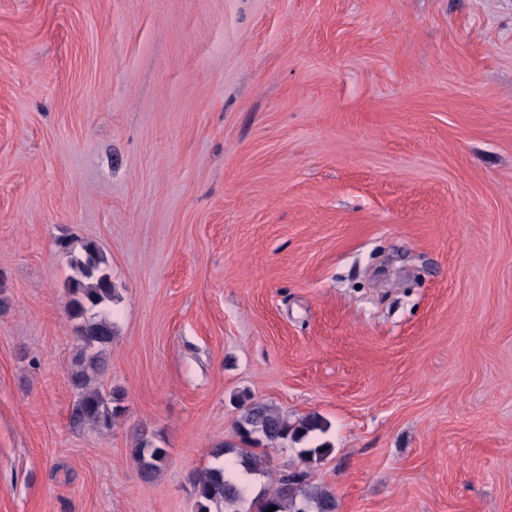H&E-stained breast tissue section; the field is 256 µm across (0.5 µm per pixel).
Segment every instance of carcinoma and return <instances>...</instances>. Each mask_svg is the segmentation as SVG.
<instances>
[{"label": "carcinoma", "mask_w": 512, "mask_h": 512, "mask_svg": "<svg viewBox=\"0 0 512 512\" xmlns=\"http://www.w3.org/2000/svg\"><path fill=\"white\" fill-rule=\"evenodd\" d=\"M69 266L73 275L66 282L69 300L65 309L78 344L76 365L69 377L76 395L70 421L76 427L108 429L123 413L122 393L106 392L98 385L107 372L106 349L114 337L112 274L105 256L92 242L69 254ZM326 429L327 422L319 414L292 423L273 406L255 402L246 406L238 422L239 443L218 446L213 457L233 454L235 463L249 475L261 471L259 463L266 450L299 444ZM130 454L145 483L161 475L168 458L166 448L143 432L133 438ZM292 476L291 472L280 476L271 491L253 498L250 512H267L272 506L273 512H336V497L330 489ZM190 488L196 512H239L243 489L228 477L223 465H210L191 475Z\"/></svg>", "instance_id": "cac0c4a2"}]
</instances>
